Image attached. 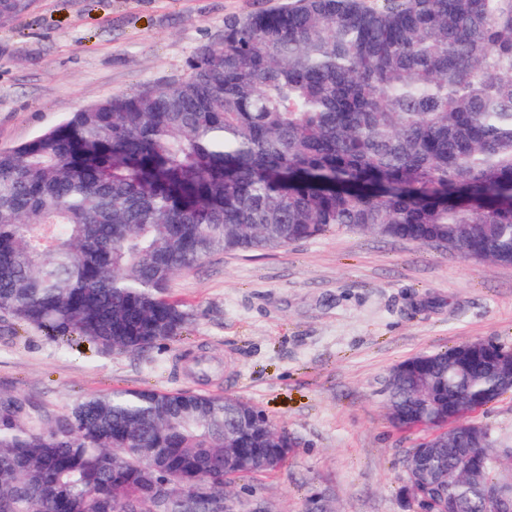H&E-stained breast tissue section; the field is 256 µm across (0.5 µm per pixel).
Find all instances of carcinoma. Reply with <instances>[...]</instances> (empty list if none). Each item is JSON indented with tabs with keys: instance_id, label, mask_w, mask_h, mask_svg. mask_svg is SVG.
Returning a JSON list of instances; mask_svg holds the SVG:
<instances>
[{
	"instance_id": "1",
	"label": "carcinoma",
	"mask_w": 512,
	"mask_h": 512,
	"mask_svg": "<svg viewBox=\"0 0 512 512\" xmlns=\"http://www.w3.org/2000/svg\"><path fill=\"white\" fill-rule=\"evenodd\" d=\"M32 2L0 0V17ZM339 231L512 266V0H297L229 19L179 78L0 150V312L62 345L173 341L193 318L168 298L177 273ZM511 351L467 341L390 371L424 512L450 497L486 512L512 478V448L470 430L509 392ZM294 447L228 393L114 389L58 414L0 392V512H170L174 476L204 478L198 512H224Z\"/></svg>"
}]
</instances>
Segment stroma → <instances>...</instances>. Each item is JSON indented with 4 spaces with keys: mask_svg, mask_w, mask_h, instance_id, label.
<instances>
[{
    "mask_svg": "<svg viewBox=\"0 0 512 512\" xmlns=\"http://www.w3.org/2000/svg\"><path fill=\"white\" fill-rule=\"evenodd\" d=\"M289 2L33 0L0 21V150L180 77L227 19ZM170 295L191 323L138 354L65 347L0 313V391L59 414L115 388L248 399L297 441L264 481L278 512H306L315 492L332 512H417L399 495L414 437L387 419L389 371L466 341L512 347V266L370 234L214 258L178 273Z\"/></svg>",
    "mask_w": 512,
    "mask_h": 512,
    "instance_id": "35a3bbf8",
    "label": "stroma"
}]
</instances>
